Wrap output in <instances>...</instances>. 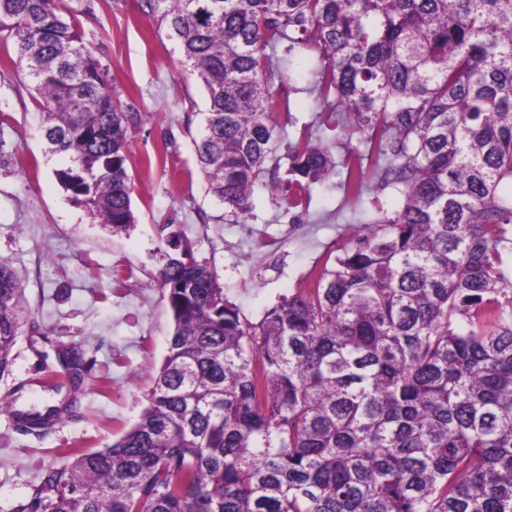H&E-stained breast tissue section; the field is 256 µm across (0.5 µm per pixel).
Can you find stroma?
Segmentation results:
<instances>
[{
	"label": "stroma",
	"instance_id": "35a3bbf8",
	"mask_svg": "<svg viewBox=\"0 0 512 512\" xmlns=\"http://www.w3.org/2000/svg\"><path fill=\"white\" fill-rule=\"evenodd\" d=\"M60 6L75 14L111 86L146 114L129 135L137 222L113 233L64 191L56 173L69 159L49 153L29 80L6 59L11 42L0 40V259L15 270L36 324L18 337L10 371L0 378V512H13L40 476L63 462L65 451L102 448L138 419L171 331L155 284L159 225L180 226L229 300L256 322L366 219L402 202L390 188L352 198L337 173L304 197L298 231L288 229L283 181L256 189L240 222L225 221L195 156L206 93L181 66L176 42L136 0H61ZM288 110V139L308 130L344 162L340 131L303 77L290 85ZM74 340L87 350L77 413L62 416L45 436L25 433L12 408L62 401L61 392L40 382L58 346Z\"/></svg>",
	"mask_w": 512,
	"mask_h": 512
}]
</instances>
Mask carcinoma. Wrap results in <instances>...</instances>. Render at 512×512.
I'll use <instances>...</instances> for the list:
<instances>
[{
	"label": "carcinoma",
	"instance_id": "obj_1",
	"mask_svg": "<svg viewBox=\"0 0 512 512\" xmlns=\"http://www.w3.org/2000/svg\"><path fill=\"white\" fill-rule=\"evenodd\" d=\"M207 94L194 141L229 221L276 179L275 81L297 62L402 197L327 255L314 285L241 316L185 233L160 225L172 328L138 420L66 452L14 512H512V0H140ZM63 187L136 224L129 132L144 113L58 0H0ZM288 185L336 163L288 142ZM0 259V376L26 325ZM78 391L82 343L57 350ZM46 433L61 410L16 413Z\"/></svg>",
	"mask_w": 512,
	"mask_h": 512
}]
</instances>
